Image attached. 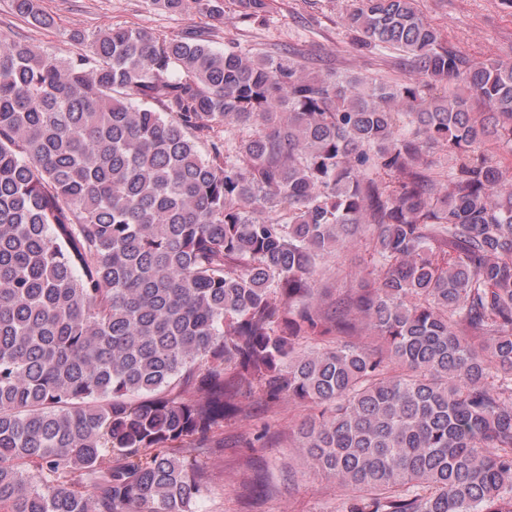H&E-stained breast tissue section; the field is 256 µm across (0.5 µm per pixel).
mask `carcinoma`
<instances>
[{"instance_id": "1", "label": "carcinoma", "mask_w": 512, "mask_h": 512, "mask_svg": "<svg viewBox=\"0 0 512 512\" xmlns=\"http://www.w3.org/2000/svg\"><path fill=\"white\" fill-rule=\"evenodd\" d=\"M224 2L150 0L212 30ZM346 22L418 77H309L202 30L0 42V512H192L244 385L316 406L297 452L337 512H512V171L475 153H512V64L415 0ZM361 227L373 287L326 315L318 261Z\"/></svg>"}]
</instances>
